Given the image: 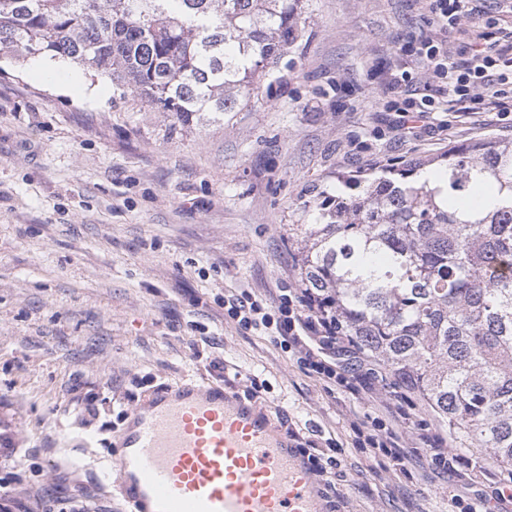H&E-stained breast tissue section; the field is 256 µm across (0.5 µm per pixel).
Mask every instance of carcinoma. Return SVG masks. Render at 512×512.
Returning a JSON list of instances; mask_svg holds the SVG:
<instances>
[{"mask_svg":"<svg viewBox=\"0 0 512 512\" xmlns=\"http://www.w3.org/2000/svg\"><path fill=\"white\" fill-rule=\"evenodd\" d=\"M302 0H0V53L68 61L182 127L224 120L301 33ZM409 162L288 225L300 286L466 448L512 470V138Z\"/></svg>","mask_w":512,"mask_h":512,"instance_id":"carcinoma-1","label":"carcinoma"}]
</instances>
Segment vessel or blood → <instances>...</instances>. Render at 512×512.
I'll list each match as a JSON object with an SVG mask.
<instances>
[{"instance_id": "obj_1", "label": "vessel or blood", "mask_w": 512, "mask_h": 512, "mask_svg": "<svg viewBox=\"0 0 512 512\" xmlns=\"http://www.w3.org/2000/svg\"><path fill=\"white\" fill-rule=\"evenodd\" d=\"M111 461L133 512H322L319 485L255 399L167 383L128 414Z\"/></svg>"}]
</instances>
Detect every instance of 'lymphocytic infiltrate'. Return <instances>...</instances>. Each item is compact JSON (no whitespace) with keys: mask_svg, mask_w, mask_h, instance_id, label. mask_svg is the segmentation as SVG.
<instances>
[{"mask_svg":"<svg viewBox=\"0 0 512 512\" xmlns=\"http://www.w3.org/2000/svg\"><path fill=\"white\" fill-rule=\"evenodd\" d=\"M474 0H430L429 11L441 32L480 39V21ZM414 53L430 64L439 84L436 92L465 110L481 112L494 104L504 85L512 82V39L499 47H476L457 58L441 42L427 37L417 41ZM224 318L241 331L267 337L287 350L305 374L321 381L328 393L348 388L351 395L376 394L386 386L382 366L368 356L351 336L337 335L331 319L304 288H282L277 305L244 292L224 301ZM391 416H367L354 423L365 445L379 450L394 465L405 466L410 435L417 429V402L405 392H391Z\"/></svg>","mask_w":512,"mask_h":512,"instance_id":"obj_1","label":"lymphocytic infiltrate"}]
</instances>
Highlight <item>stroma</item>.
Segmentation results:
<instances>
[{"label":"stroma","instance_id":"obj_1","mask_svg":"<svg viewBox=\"0 0 512 512\" xmlns=\"http://www.w3.org/2000/svg\"><path fill=\"white\" fill-rule=\"evenodd\" d=\"M431 20L426 0H302L270 77L196 129L67 62L46 79L41 58L0 57V433L24 461L0 460L12 512H132L109 472L126 413L166 383L243 395L254 376L285 429L339 448L327 512H451L453 495L492 494L474 466L428 481L417 439L408 474L370 466L352 396L224 320L226 297L297 286L288 227L313 223L339 176L433 170L451 145L512 137V88L491 111L443 103L417 134L397 131L405 96L384 86L432 85L413 55Z\"/></svg>","mask_w":512,"mask_h":512}]
</instances>
